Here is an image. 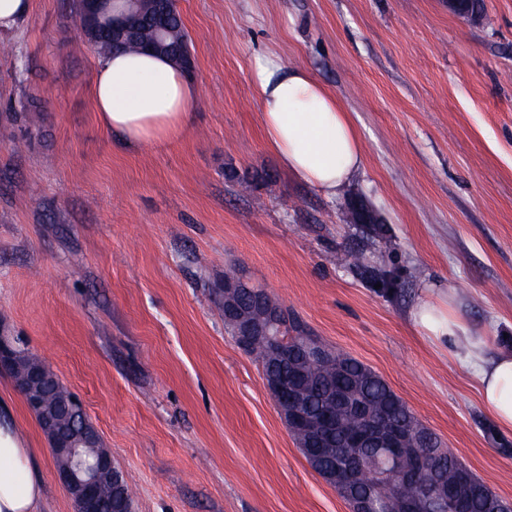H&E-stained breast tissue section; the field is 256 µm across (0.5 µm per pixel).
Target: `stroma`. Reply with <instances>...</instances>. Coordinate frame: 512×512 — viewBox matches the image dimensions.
Instances as JSON below:
<instances>
[{
  "instance_id": "obj_1",
  "label": "stroma",
  "mask_w": 512,
  "mask_h": 512,
  "mask_svg": "<svg viewBox=\"0 0 512 512\" xmlns=\"http://www.w3.org/2000/svg\"><path fill=\"white\" fill-rule=\"evenodd\" d=\"M484 3L474 23L448 0H179L199 96L180 137L135 151L93 110L75 0H33L0 35V327L82 399L134 512H350L224 325L232 267L512 499V432L408 322L438 284L512 348V0ZM262 55L349 112L365 161L335 198L267 146ZM357 202L378 223H354ZM0 401L43 463L40 512H75L6 372Z\"/></svg>"
}]
</instances>
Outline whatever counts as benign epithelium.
Returning <instances> with one entry per match:
<instances>
[{"label":"benign epithelium","mask_w":512,"mask_h":512,"mask_svg":"<svg viewBox=\"0 0 512 512\" xmlns=\"http://www.w3.org/2000/svg\"><path fill=\"white\" fill-rule=\"evenodd\" d=\"M109 23L112 25V37L124 41L134 37V22L128 11L112 10ZM244 292L253 297L257 294V290L242 280L224 282V321L235 326L242 344L255 339L264 340L269 356L275 362L288 358L289 351L299 348L309 360L326 361L333 354L332 350L309 336L303 337L294 347L285 346L281 336L285 315L277 310L256 311L249 302L242 300ZM21 348L23 342L19 337L0 334V371L13 375L15 388L27 407L41 419L47 439L54 448V457L64 460L63 465L56 466V474L73 499L76 512H94L100 476L113 470L111 454L99 457L97 469L87 467L83 449L98 443L100 436L86 418L82 400L70 394L64 412L51 405L40 360L29 361L25 372L15 375ZM264 381L289 431L306 435L324 452L335 446L337 411L348 408L359 414L364 424L349 440V456L360 462L365 449L372 446L387 462L389 475L413 488V494L400 502L398 512H438L445 494L435 484L425 481V467L422 466V463L434 460L437 451L410 447L406 431L397 428L387 416L372 414L346 390L333 393L318 411L307 409V393L300 384L297 370L294 377L287 378L272 369L265 374ZM358 471L357 465L338 468L322 475V478L349 501L350 512H378V491L360 487Z\"/></svg>","instance_id":"obj_1"}]
</instances>
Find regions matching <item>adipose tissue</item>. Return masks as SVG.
<instances>
[{"mask_svg": "<svg viewBox=\"0 0 512 512\" xmlns=\"http://www.w3.org/2000/svg\"><path fill=\"white\" fill-rule=\"evenodd\" d=\"M252 85L265 139L280 165L323 195H338L361 170L364 151L335 95L307 69L273 56L255 59ZM197 96V86L160 55L109 54L94 73L98 120L130 148L177 139ZM454 304V294L428 291L411 308L410 323L471 370L486 411L512 431V351L489 354L487 339L471 334ZM45 493L39 462L16 426L0 421V512H39Z\"/></svg>", "mask_w": 512, "mask_h": 512, "instance_id": "obj_1", "label": "adipose tissue"}]
</instances>
